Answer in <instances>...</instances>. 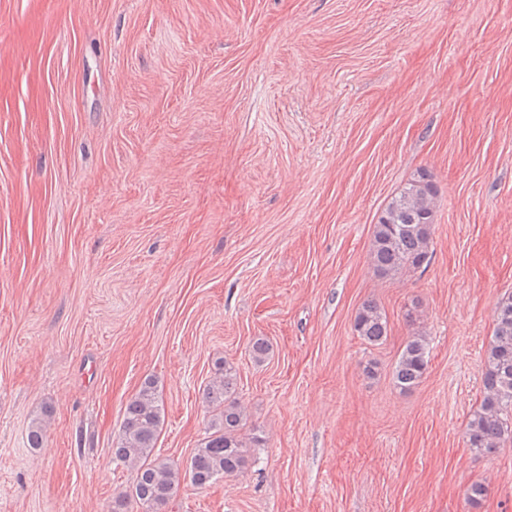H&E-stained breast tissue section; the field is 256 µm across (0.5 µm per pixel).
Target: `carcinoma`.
Segmentation results:
<instances>
[{"label": "carcinoma", "instance_id": "obj_1", "mask_svg": "<svg viewBox=\"0 0 512 512\" xmlns=\"http://www.w3.org/2000/svg\"><path fill=\"white\" fill-rule=\"evenodd\" d=\"M437 203L438 188L425 171L417 173L391 199L373 230L370 260L377 277L391 278L428 267ZM493 316L482 374L483 397L466 428L468 446L481 455L495 453L512 442V295L497 303ZM353 328L366 343L378 345L388 336L389 320L375 301L367 300L358 309ZM249 354L255 363L264 362L270 354L268 342L255 339ZM428 361V337L417 332L407 339L393 368L395 387L404 392L417 386ZM237 390L236 369L218 363L215 377L203 390L204 402L217 411V417L186 468L197 487L241 474L251 461L249 449L260 444L256 435H241L244 413ZM161 411L156 381L148 378L126 403L119 435L112 443V455L135 470L131 489L112 502V512H127L130 502L142 512H160L179 488V468L154 454Z\"/></svg>", "mask_w": 512, "mask_h": 512}]
</instances>
